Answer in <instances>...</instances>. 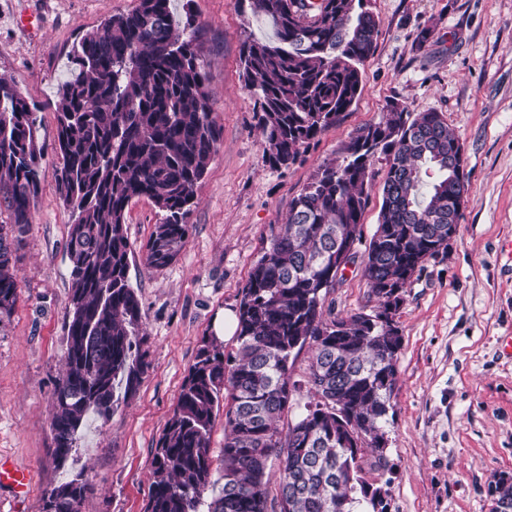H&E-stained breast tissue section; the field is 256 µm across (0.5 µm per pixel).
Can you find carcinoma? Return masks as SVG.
<instances>
[{"label":"carcinoma","mask_w":512,"mask_h":512,"mask_svg":"<svg viewBox=\"0 0 512 512\" xmlns=\"http://www.w3.org/2000/svg\"><path fill=\"white\" fill-rule=\"evenodd\" d=\"M367 0H235L269 19L275 42L246 38L242 75L260 101L265 162L289 167L301 150L352 110L361 66L376 49L378 22ZM173 18L171 0H138L87 31L70 52L71 78L55 101L54 176L72 209L66 254L71 281L65 366L53 392L51 456L64 466L86 414L106 421L115 389L128 399L149 362L142 311L128 279L130 204L162 213L145 262L164 267L188 241L187 218L222 130L213 117L190 4ZM41 120L11 80L0 76V316L19 298L15 252L31 223L44 178ZM436 112L412 115L398 103L360 128L337 164L321 167L293 200L286 223L254 263L238 304L234 355L203 339L152 459L146 512H388L382 487L368 482L363 452L387 465L378 443L393 409L402 336L394 321L424 259L448 248L463 217L455 148ZM388 170L378 224L362 273L375 305L345 316L324 313L336 287V253L362 241L369 168ZM311 351L308 402L287 431L280 422L294 392V352ZM228 402L224 484L212 487L211 431ZM344 412L336 416V410ZM356 446H350L351 442ZM279 461L278 507L268 504L269 462ZM88 480L77 474L46 491L41 512H82ZM512 502V476L490 488Z\"/></svg>","instance_id":"carcinoma-1"}]
</instances>
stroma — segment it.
<instances>
[{"label":"stroma","mask_w":512,"mask_h":512,"mask_svg":"<svg viewBox=\"0 0 512 512\" xmlns=\"http://www.w3.org/2000/svg\"><path fill=\"white\" fill-rule=\"evenodd\" d=\"M138 0H0V75L42 104L41 139L52 142L50 104L70 73L81 35ZM379 24L363 65V90L336 126L296 163L271 167L257 124L258 99L242 78L241 42L270 41L267 19L233 0H194L201 25L213 116L222 136L197 190L188 243L171 264L152 268L144 247L160 215L131 203L130 283L141 304L150 368L109 420L89 416L65 468L50 455L52 394L64 368L71 212L56 190L61 160L47 172L16 267L20 299L0 319V456L28 470L25 498L0 492V512H39L44 493L84 473V512H145L151 462L182 383L214 319L237 308L253 263L284 224L294 198L324 163L341 159L361 127L390 102L441 113L465 150L469 191L448 249L412 279L396 316L403 346L387 466L365 455L366 476L382 486L388 512H490L489 488L512 475V0H368ZM433 38L420 43L424 27ZM358 243L324 306L336 314L370 307Z\"/></svg>","instance_id":"obj_1"}]
</instances>
